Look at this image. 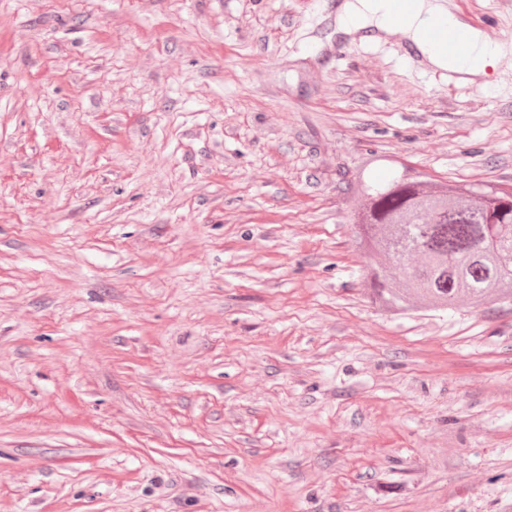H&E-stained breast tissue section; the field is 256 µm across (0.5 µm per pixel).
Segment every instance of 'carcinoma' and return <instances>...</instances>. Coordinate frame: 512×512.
<instances>
[{
  "mask_svg": "<svg viewBox=\"0 0 512 512\" xmlns=\"http://www.w3.org/2000/svg\"><path fill=\"white\" fill-rule=\"evenodd\" d=\"M367 161L349 215L355 242L373 257L365 278L373 302L400 311L421 303L452 308L463 295L479 304L512 299V210L485 223L484 200L512 198L494 184L467 188L433 183L407 167L375 183Z\"/></svg>",
  "mask_w": 512,
  "mask_h": 512,
  "instance_id": "1",
  "label": "carcinoma"
}]
</instances>
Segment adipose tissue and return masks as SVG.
Returning <instances> with one entry per match:
<instances>
[{
	"mask_svg": "<svg viewBox=\"0 0 512 512\" xmlns=\"http://www.w3.org/2000/svg\"><path fill=\"white\" fill-rule=\"evenodd\" d=\"M450 14L445 0H415L412 9L398 19L391 16L390 0H341L336 6L335 33L375 39L390 28H398L434 67L467 75L472 81L486 76L500 57L512 52V44L489 41L476 28L471 29L469 43L461 53L435 48L427 32Z\"/></svg>",
	"mask_w": 512,
	"mask_h": 512,
	"instance_id": "ef3b65f1",
	"label": "adipose tissue"
}]
</instances>
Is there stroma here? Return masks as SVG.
Here are the masks:
<instances>
[{"mask_svg":"<svg viewBox=\"0 0 512 512\" xmlns=\"http://www.w3.org/2000/svg\"><path fill=\"white\" fill-rule=\"evenodd\" d=\"M338 2L0 0V512H512V302L384 310L348 222L371 153L512 188V54ZM393 17H400L411 6L412 0H393ZM390 0H344L336 6V36L360 34L363 39H375L380 34L390 32L391 26L398 28L412 46L434 67L460 73L475 82L487 75L489 68L502 56L512 51L508 42H491L477 28L461 21L443 0H415L412 9L392 23ZM448 17L456 24L467 28V32L448 21L436 24L431 32L437 42L445 43L447 50L437 49L427 37V31L437 21Z\"/></svg>","mask_w":512,"mask_h":512,"instance_id":"1","label":"stroma"}]
</instances>
